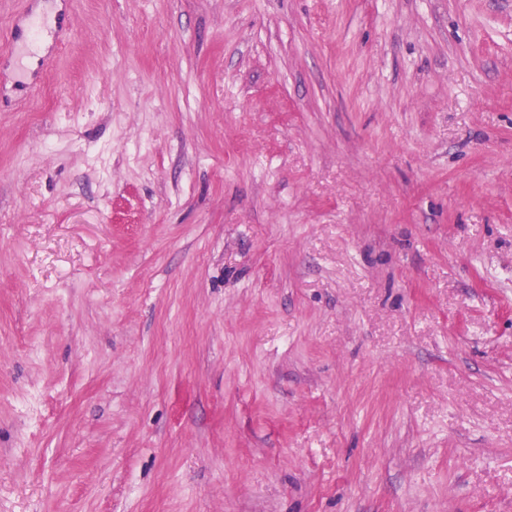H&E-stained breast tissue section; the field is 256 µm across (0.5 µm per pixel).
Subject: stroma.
Listing matches in <instances>:
<instances>
[{
  "label": "stroma",
  "mask_w": 512,
  "mask_h": 512,
  "mask_svg": "<svg viewBox=\"0 0 512 512\" xmlns=\"http://www.w3.org/2000/svg\"><path fill=\"white\" fill-rule=\"evenodd\" d=\"M0 512H512V0H0ZM26 35L22 41L12 42L7 48L20 82L31 85L35 77L34 62L41 61L43 45L49 37L59 38L61 22L48 14H28L24 19Z\"/></svg>",
  "instance_id": "1"
}]
</instances>
